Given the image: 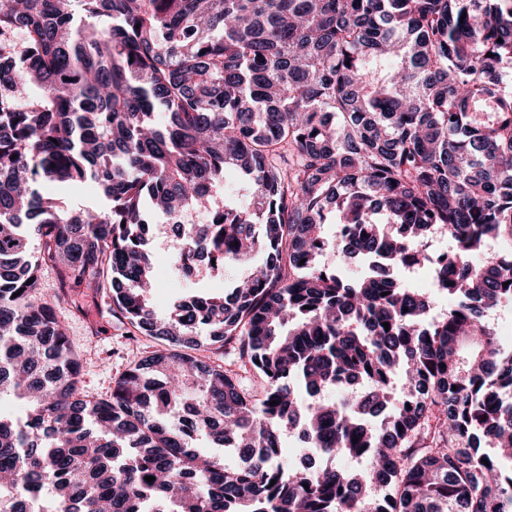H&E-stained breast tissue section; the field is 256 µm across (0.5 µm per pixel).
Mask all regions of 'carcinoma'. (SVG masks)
I'll use <instances>...</instances> for the list:
<instances>
[{"label": "carcinoma", "instance_id": "carcinoma-1", "mask_svg": "<svg viewBox=\"0 0 512 512\" xmlns=\"http://www.w3.org/2000/svg\"><path fill=\"white\" fill-rule=\"evenodd\" d=\"M13 33L0 396L28 410L0 417V512H512V351L487 320L512 304V250L488 252L512 243V0H3ZM87 178L106 208L36 192ZM197 210L176 270L241 276L159 317L148 224ZM330 216L355 278L322 264ZM47 269L59 302L105 294L169 348L85 394ZM424 269L442 313L400 276ZM285 429L323 463L288 460ZM215 361L221 364L224 369L232 371L237 374L242 386L250 391H256L260 389V379L252 372L249 366H242L237 361L236 356L230 350L224 351V354H218L215 357Z\"/></svg>", "mask_w": 512, "mask_h": 512}]
</instances>
